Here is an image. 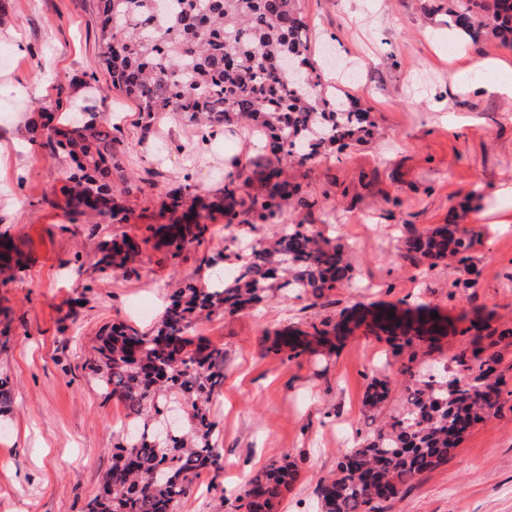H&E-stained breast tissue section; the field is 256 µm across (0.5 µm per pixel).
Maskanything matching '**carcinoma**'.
Masks as SVG:
<instances>
[{
    "instance_id": "1",
    "label": "carcinoma",
    "mask_w": 512,
    "mask_h": 512,
    "mask_svg": "<svg viewBox=\"0 0 512 512\" xmlns=\"http://www.w3.org/2000/svg\"><path fill=\"white\" fill-rule=\"evenodd\" d=\"M448 16V27L474 39L489 34L512 47V0H439L431 5ZM100 61L112 88L132 100L145 125L177 115L203 134L246 123L274 145L285 162L303 164L331 148L341 151L371 135L369 112L324 83L329 61L309 57L310 28L297 0H98ZM48 124H33L30 141L64 151L77 172L60 188L75 214L106 213L112 175L120 171L113 139L99 121L61 126L45 108ZM251 177L240 172L224 186L226 224L266 223L282 202L299 192L271 169L265 192L240 194ZM204 224H182L168 241L177 251L199 241ZM469 232L441 226L427 233L408 230L400 257L414 266L448 257L466 264ZM236 263L210 288L177 289L156 329L114 324L98 336L91 370L107 396L122 400L130 420L126 443L112 448L102 492L89 512H174L204 471L223 469L213 439L211 402L224 386V350L189 336L194 321L233 314L270 297L309 296L317 302L348 279L344 246L304 224H279L262 245L239 241ZM136 247L123 239L98 260L109 276L125 267ZM375 313L377 330L394 348L434 341L448 332V319ZM298 328L274 351L304 355L316 342H330L340 325L324 318ZM469 345L452 357L455 371L440 374L415 357L402 365V411L376 427L344 455L333 477L319 487L321 512H368L371 502L399 494L415 476L448 461L468 429L498 408L501 381L493 377L501 355L483 345L497 331L488 320L471 321ZM387 381L366 391L372 408L389 395ZM296 478L286 462L256 474L239 496L245 512H272Z\"/></svg>"
}]
</instances>
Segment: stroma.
<instances>
[{
	"instance_id": "stroma-1",
	"label": "stroma",
	"mask_w": 512,
	"mask_h": 512,
	"mask_svg": "<svg viewBox=\"0 0 512 512\" xmlns=\"http://www.w3.org/2000/svg\"><path fill=\"white\" fill-rule=\"evenodd\" d=\"M433 0H298L311 51L330 47L339 67L325 70L377 124L367 141L285 166L304 205L283 207L278 222L310 224L347 249L348 286L318 305L274 300L198 322L194 338L224 350V387L212 406L224 469L206 472L176 512H235L255 474L293 463L296 480L275 512H320L319 481L346 450L402 407L399 370L407 362L385 341L355 331L339 350L290 360L267 349L268 336L337 317L353 305L429 306L456 316L481 308L512 326V47L449 28ZM0 32H17L24 51L0 65V136L22 113L61 100L68 119L96 112L113 120L121 169L140 193L116 194L122 221L87 212L71 217L61 185L64 155L25 146L0 166V237L20 265L0 279V512H88L122 440L126 407L101 393L90 369L102 328L154 327L172 290L208 287L232 266L234 237L271 236L273 226H226L213 203L224 197V158L200 162L192 131L162 116L143 127L132 102L112 89L99 63L96 0H11ZM47 83L19 100V88ZM82 85L84 95L70 90ZM206 205L201 243L171 255L146 238L168 223L171 196ZM441 224L471 230L468 265L413 266L398 256L409 229ZM139 243L125 268L100 273L98 248L113 237ZM499 407L474 425L447 463L416 476L379 512H512V345L500 346ZM391 384L377 409L365 404L373 380Z\"/></svg>"
}]
</instances>
